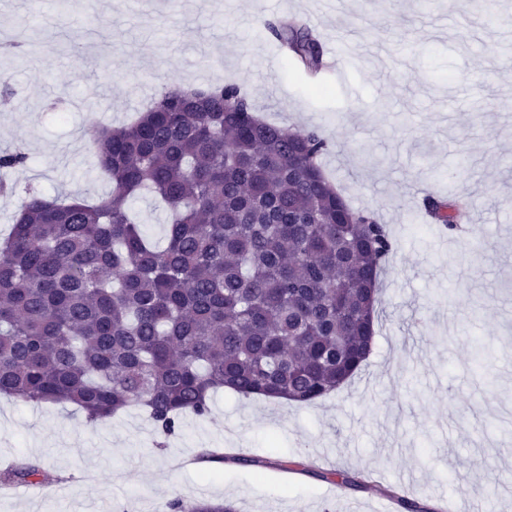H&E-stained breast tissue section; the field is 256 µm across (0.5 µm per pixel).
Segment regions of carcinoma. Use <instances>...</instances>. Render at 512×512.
<instances>
[{"mask_svg":"<svg viewBox=\"0 0 512 512\" xmlns=\"http://www.w3.org/2000/svg\"><path fill=\"white\" fill-rule=\"evenodd\" d=\"M265 26L307 75L322 72L311 30ZM91 146L108 196L31 193L0 239V397L72 404L88 423L138 407L168 436L185 414L208 415L219 389L308 406L361 369L394 245L324 175L319 130L267 123L235 83L173 86ZM28 160L0 151L1 190ZM143 190L168 207L164 247L130 214ZM470 206L454 190L424 201L450 234ZM33 480L58 477L37 460L0 471L4 484Z\"/></svg>","mask_w":512,"mask_h":512,"instance_id":"carcinoma-1","label":"carcinoma"}]
</instances>
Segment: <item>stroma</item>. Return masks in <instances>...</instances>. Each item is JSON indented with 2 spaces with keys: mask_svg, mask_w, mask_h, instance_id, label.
<instances>
[{
  "mask_svg": "<svg viewBox=\"0 0 512 512\" xmlns=\"http://www.w3.org/2000/svg\"><path fill=\"white\" fill-rule=\"evenodd\" d=\"M82 0L35 17L0 10V39L23 34L25 63L0 82L25 111H0V150L27 167L0 195V234L33 190L97 199L90 132L132 121L174 85L244 87L267 122L328 139L324 173L349 204L373 210L395 251L380 278L375 346L361 371L298 407L224 391L205 417L159 438L143 411L95 425L71 406L0 399V462L36 458L60 483L0 485V512H161L174 499L228 500L238 512H336L330 490L374 512L394 487L426 512L465 503L512 512V0L494 15L469 0ZM303 19L351 57L322 84L294 69L264 24ZM103 21L88 33L85 20ZM467 169L468 236H441L424 196ZM488 344L486 366L472 359ZM223 464L181 467L202 449ZM485 463L466 466L469 457ZM365 476L361 488L343 484Z\"/></svg>",
  "mask_w": 512,
  "mask_h": 512,
  "instance_id": "stroma-1",
  "label": "stroma"
}]
</instances>
